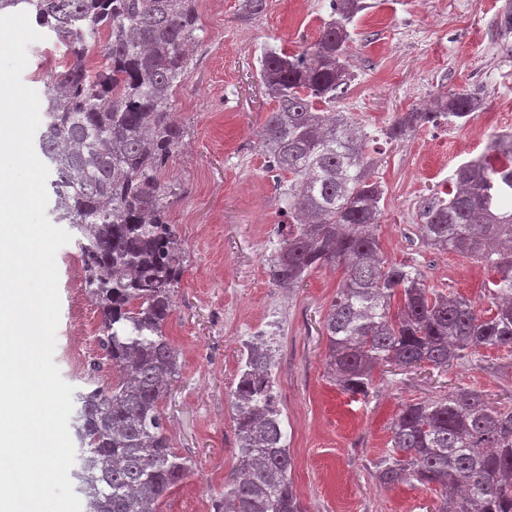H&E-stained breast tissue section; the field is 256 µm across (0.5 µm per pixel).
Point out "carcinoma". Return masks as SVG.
<instances>
[{
  "label": "carcinoma",
  "mask_w": 512,
  "mask_h": 512,
  "mask_svg": "<svg viewBox=\"0 0 512 512\" xmlns=\"http://www.w3.org/2000/svg\"><path fill=\"white\" fill-rule=\"evenodd\" d=\"M320 38L294 54L267 46L259 79L274 108L257 132L280 183L287 221L267 259L281 288L300 287L325 265L343 278L324 320L326 372L343 392L365 395L381 366L445 371L487 349L512 350V134L460 164L448 191L422 203L424 246L490 267L494 312L436 291L418 268L380 255L383 190L371 179V144L404 139L440 117L467 123L482 99L449 91L427 112H407L374 134L336 109L353 75L350 31L366 0H330ZM24 11L66 47L62 69L43 80L38 146L54 176L52 214L76 231L85 290L101 313L99 342L112 382L77 395L81 444L74 476L87 512H153L191 471L170 445L160 403L179 374L164 333L185 251L168 221L175 185L162 173L186 128L176 88L202 42L197 0H0V15ZM496 25L512 35V0ZM101 48L108 64L88 67ZM398 311H392L393 300ZM267 355L251 348L232 393L237 470L216 512H305L280 413L267 398ZM391 453L377 465L382 487L414 479L439 493L438 512H512V410L458 389L404 405L391 425Z\"/></svg>",
  "instance_id": "obj_1"
}]
</instances>
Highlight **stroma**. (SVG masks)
Instances as JSON below:
<instances>
[{
    "label": "stroma",
    "instance_id": "35a3bbf8",
    "mask_svg": "<svg viewBox=\"0 0 512 512\" xmlns=\"http://www.w3.org/2000/svg\"><path fill=\"white\" fill-rule=\"evenodd\" d=\"M240 3L198 0L204 41L174 96L188 135L164 176L181 188L169 214L188 262L165 328L181 370L162 409L172 446L192 471L156 503V512H210L235 477L232 392L242 342L267 315L279 411L294 461L291 479L306 512H433L439 499L431 487L411 479L387 490L376 482L374 466L390 451L389 425L404 404L459 388L512 407V354L484 350L478 362L445 372L381 367L365 398L344 393L328 377L322 325L343 271L315 269L293 292L268 274L284 216L275 174L258 145L257 132L274 104L257 72L264 45L292 54L314 43L329 0H267L265 12L250 21L242 19ZM372 3L357 16L354 80L338 110L353 113L372 132L450 90L475 93L485 104L468 123L440 120L397 145H378L371 175L383 189L382 255L417 266L427 286L488 310L486 267L424 247L417 226L423 199L444 190L457 165L484 153L491 133L512 128V110H500L502 100L512 99V59H505L494 30L504 0ZM56 266L61 310L53 361L79 392L86 373L73 370L64 356L75 328L73 309L82 305L95 328L101 316L71 286V270L82 267L75 243L58 250Z\"/></svg>",
    "mask_w": 512,
    "mask_h": 512
}]
</instances>
